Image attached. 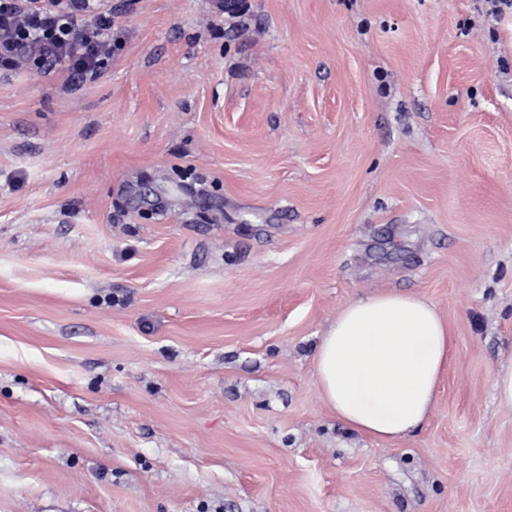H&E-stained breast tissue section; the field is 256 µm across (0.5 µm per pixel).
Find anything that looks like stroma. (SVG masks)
<instances>
[{
	"mask_svg": "<svg viewBox=\"0 0 512 512\" xmlns=\"http://www.w3.org/2000/svg\"><path fill=\"white\" fill-rule=\"evenodd\" d=\"M112 0L80 89L0 73V512H512V13ZM431 300L428 421L352 431L319 339ZM493 385L498 401L512 406V359L495 369Z\"/></svg>",
	"mask_w": 512,
	"mask_h": 512,
	"instance_id": "stroma-1",
	"label": "stroma"
}]
</instances>
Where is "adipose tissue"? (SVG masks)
<instances>
[{"instance_id": "obj_1", "label": "adipose tissue", "mask_w": 512, "mask_h": 512, "mask_svg": "<svg viewBox=\"0 0 512 512\" xmlns=\"http://www.w3.org/2000/svg\"><path fill=\"white\" fill-rule=\"evenodd\" d=\"M449 329L434 303L403 291L353 300L316 349L320 393L353 431L398 442L423 426L448 364Z\"/></svg>"}]
</instances>
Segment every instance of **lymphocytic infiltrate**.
Masks as SVG:
<instances>
[{
  "label": "lymphocytic infiltrate",
  "mask_w": 512,
  "mask_h": 512,
  "mask_svg": "<svg viewBox=\"0 0 512 512\" xmlns=\"http://www.w3.org/2000/svg\"><path fill=\"white\" fill-rule=\"evenodd\" d=\"M115 48L109 0H0V70L61 67L76 83L100 73Z\"/></svg>",
  "instance_id": "1"
}]
</instances>
